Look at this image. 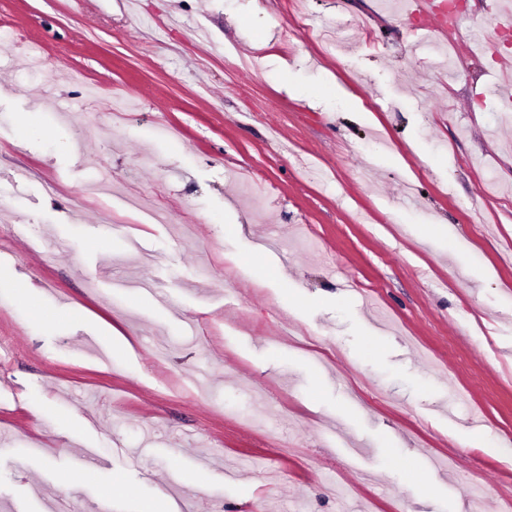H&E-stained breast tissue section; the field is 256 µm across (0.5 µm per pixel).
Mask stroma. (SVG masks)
<instances>
[{
  "label": "stroma",
  "mask_w": 512,
  "mask_h": 512,
  "mask_svg": "<svg viewBox=\"0 0 512 512\" xmlns=\"http://www.w3.org/2000/svg\"><path fill=\"white\" fill-rule=\"evenodd\" d=\"M414 2L0 0V512H512V71Z\"/></svg>",
  "instance_id": "obj_1"
}]
</instances>
